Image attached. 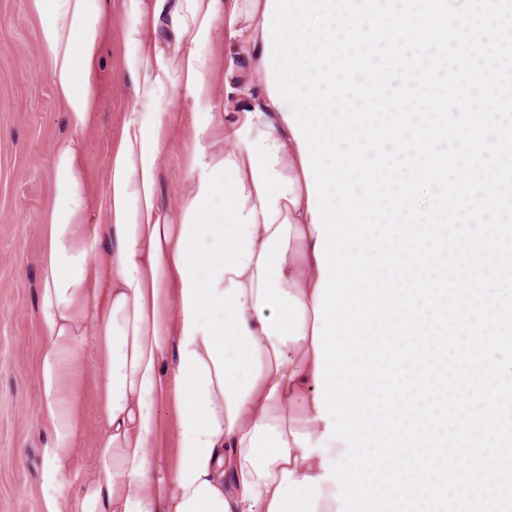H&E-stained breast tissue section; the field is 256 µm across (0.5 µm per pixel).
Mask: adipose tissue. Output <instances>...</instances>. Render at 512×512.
Segmentation results:
<instances>
[{
	"mask_svg": "<svg viewBox=\"0 0 512 512\" xmlns=\"http://www.w3.org/2000/svg\"><path fill=\"white\" fill-rule=\"evenodd\" d=\"M268 0H122L125 69L137 99L208 93L211 46L239 40L263 78L232 119L210 113L227 146L196 152L179 214L161 207L163 112H133L111 151L106 233L87 221L95 198L83 135L96 118L101 49L112 0H28L71 132L58 140L43 223L39 312L41 488L45 512L80 419L78 346L100 349L104 433L80 512H338L326 460L345 445L305 451L327 431L316 403L313 337L321 269L303 158L287 111L270 98L263 23ZM181 392L173 480L150 457L164 373Z\"/></svg>",
	"mask_w": 512,
	"mask_h": 512,
	"instance_id": "1",
	"label": "adipose tissue"
}]
</instances>
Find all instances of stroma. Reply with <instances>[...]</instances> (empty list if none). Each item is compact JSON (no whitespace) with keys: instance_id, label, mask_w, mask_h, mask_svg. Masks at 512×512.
I'll return each mask as SVG.
<instances>
[{"instance_id":"35a3bbf8","label":"stroma","mask_w":512,"mask_h":512,"mask_svg":"<svg viewBox=\"0 0 512 512\" xmlns=\"http://www.w3.org/2000/svg\"><path fill=\"white\" fill-rule=\"evenodd\" d=\"M122 29L113 26L102 49L100 106L85 134L88 178L102 196L107 164L129 113L151 111L136 99L124 67ZM206 97L182 93L161 102L169 113L167 146L159 169L160 202L178 209L191 176L192 134L211 112L231 111L256 89L260 76L229 46L215 45ZM64 106L44 56L39 23L27 0H0V512H44L39 485L40 449L46 432L40 418L38 363L45 345L38 309L51 154L67 135ZM99 349L94 336L79 347L76 381L81 392V427L72 465L58 495L64 512H80L79 491L96 473L95 455L103 434L97 405ZM180 390L168 381L152 430V451L160 476L173 479L180 450L175 424Z\"/></svg>"}]
</instances>
